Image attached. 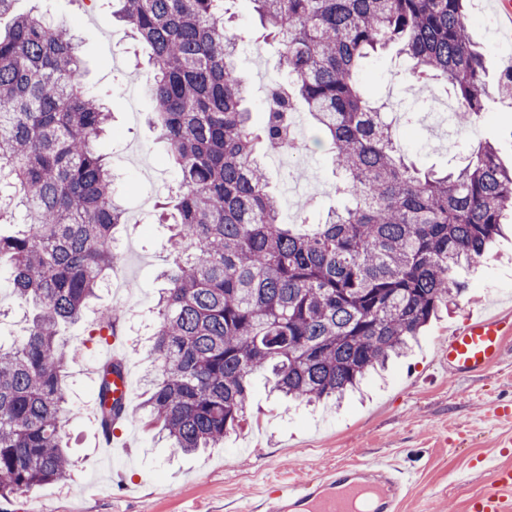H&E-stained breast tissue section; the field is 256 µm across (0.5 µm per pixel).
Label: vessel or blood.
Segmentation results:
<instances>
[{
  "label": "vessel or blood",
  "instance_id": "1",
  "mask_svg": "<svg viewBox=\"0 0 512 512\" xmlns=\"http://www.w3.org/2000/svg\"><path fill=\"white\" fill-rule=\"evenodd\" d=\"M512 335V318L484 315L469 319L441 351L460 373L488 371L500 361ZM486 486L469 499L468 512H512V465L482 457ZM416 478L392 457L328 468L301 480L264 482L254 494L258 512H399Z\"/></svg>",
  "mask_w": 512,
  "mask_h": 512
}]
</instances>
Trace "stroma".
Masks as SVG:
<instances>
[{"label":"stroma","instance_id":"35a3bbf8","mask_svg":"<svg viewBox=\"0 0 512 512\" xmlns=\"http://www.w3.org/2000/svg\"><path fill=\"white\" fill-rule=\"evenodd\" d=\"M233 25L243 36L236 66L247 82L253 122H260V106L272 81L281 76L278 44L267 41L255 50L260 31L252 0H231ZM17 14L50 16L81 38L80 55L86 70L85 86L103 93L118 137H105L100 151L125 183L122 204L131 222L118 225L115 236L123 259L108 271L121 279L127 294L109 289L97 292L81 322L62 328L61 341L80 351L69 369L72 412L64 427V441L77 464L75 478L0 498V512H23L34 502L43 512H237L241 501L265 478L307 477L320 470L365 461L378 455L397 457L416 472V484L400 512H467V501L485 484L472 467L477 456L497 455L512 464V420L495 416L490 405L512 398V338L492 370L465 376L449 373L440 345L471 316L490 313L512 316V232L499 238L478 267L466 278L467 290L456 306L441 311L400 361L382 376L369 377L359 393L341 407L291 406L270 393V374L256 371L250 379V422L226 438L223 447L195 455L175 453L157 428L139 417L157 361L150 352V322L165 282L160 273L168 265L166 244L170 227L155 221V204L175 172L165 141L149 124L152 100L144 89L150 73L148 46L112 17V0L86 7L83 0H16ZM473 38L486 47L485 116L479 123L450 125L444 140L430 130L434 110L450 100L443 81L413 87L396 79L406 65L394 53L370 58L364 76L370 94L392 113L410 112L414 123L401 132L404 152L428 168L446 170L465 165L470 150L490 142L501 163L512 167V105L499 97L500 74L512 68V38L496 37L500 14L493 0H468ZM297 123L306 149L298 159L306 176L293 166L265 154L271 186L281 203V219L295 223L297 211L290 186L309 189V217L318 222L323 210L335 205V173L330 155L319 142L307 112ZM297 164V165H298ZM9 269L0 270V343L24 336L27 311L8 294ZM126 312L122 333L125 361L131 371L133 394L128 418L112 428L122 452L112 460V475L97 488H86L99 469V429L91 412L93 385L100 364V346L88 336L100 312L112 305ZM463 476L456 487L450 475Z\"/></svg>","mask_w":512,"mask_h":512}]
</instances>
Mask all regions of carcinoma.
<instances>
[{
    "label": "carcinoma",
    "instance_id": "obj_1",
    "mask_svg": "<svg viewBox=\"0 0 512 512\" xmlns=\"http://www.w3.org/2000/svg\"><path fill=\"white\" fill-rule=\"evenodd\" d=\"M113 16L150 47L153 119L178 175L158 208L175 210L172 266L163 274L153 333L158 364L143 406L177 452L216 448L249 419L250 375L312 403L341 398L404 353L465 284L512 211V170L494 147L457 170L410 161L366 94L362 64L388 49L411 83L443 80L469 123L488 95L483 50L464 0H252L265 38L281 45L282 77L254 126L234 64L241 35L226 0H114ZM303 102L328 138L339 206L316 224L280 221L261 151L288 145ZM111 112L84 87L69 30L19 15L0 34V259L12 294L33 304L26 336L0 345V497L67 483L76 466L62 445L68 366L57 336L82 317L119 260L125 223L117 176L98 151ZM104 312L91 335L120 329ZM100 364L95 421L125 417Z\"/></svg>",
    "mask_w": 512,
    "mask_h": 512
}]
</instances>
